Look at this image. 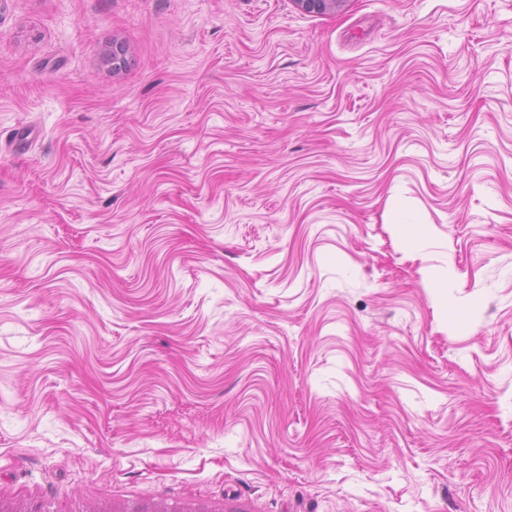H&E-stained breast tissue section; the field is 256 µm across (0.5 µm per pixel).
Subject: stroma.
I'll return each instance as SVG.
<instances>
[{"label": "stroma", "mask_w": 512, "mask_h": 512, "mask_svg": "<svg viewBox=\"0 0 512 512\" xmlns=\"http://www.w3.org/2000/svg\"><path fill=\"white\" fill-rule=\"evenodd\" d=\"M160 501L512 512V0H0V512Z\"/></svg>", "instance_id": "1"}]
</instances>
